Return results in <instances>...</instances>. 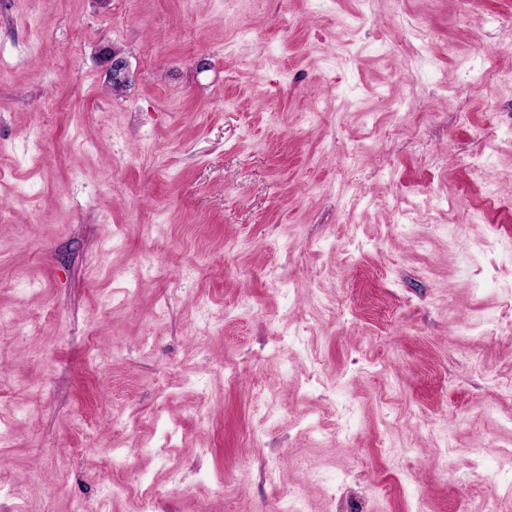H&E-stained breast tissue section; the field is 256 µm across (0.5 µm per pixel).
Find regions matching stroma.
<instances>
[{
  "instance_id": "obj_1",
  "label": "stroma",
  "mask_w": 512,
  "mask_h": 512,
  "mask_svg": "<svg viewBox=\"0 0 512 512\" xmlns=\"http://www.w3.org/2000/svg\"><path fill=\"white\" fill-rule=\"evenodd\" d=\"M488 56L512 68V0H0V512H136L115 448L153 512L279 487L481 512L512 448V82H472ZM313 420L352 434L316 445Z\"/></svg>"
}]
</instances>
